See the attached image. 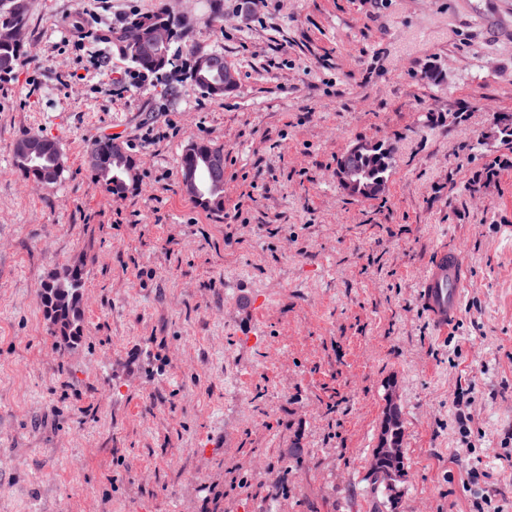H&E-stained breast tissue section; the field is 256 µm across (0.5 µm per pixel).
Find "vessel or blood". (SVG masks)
<instances>
[{
    "mask_svg": "<svg viewBox=\"0 0 512 512\" xmlns=\"http://www.w3.org/2000/svg\"><path fill=\"white\" fill-rule=\"evenodd\" d=\"M468 280V268L457 251L444 245L435 249L419 282V300L437 332L446 333L456 324Z\"/></svg>",
    "mask_w": 512,
    "mask_h": 512,
    "instance_id": "1",
    "label": "vessel or blood"
}]
</instances>
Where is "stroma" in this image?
<instances>
[{"label": "stroma", "instance_id": "obj_1", "mask_svg": "<svg viewBox=\"0 0 512 512\" xmlns=\"http://www.w3.org/2000/svg\"><path fill=\"white\" fill-rule=\"evenodd\" d=\"M163 8L235 91L187 54L129 87L97 36ZM24 37L0 80V512H389L367 474L391 400L396 512H512V0H29ZM29 133L58 184L17 172ZM102 135L136 192L85 167ZM199 138L220 214L182 188ZM361 141L391 151L374 199L336 179ZM441 245L469 270L443 336L417 299ZM79 259L64 348L40 293ZM216 71H209L206 68H202L200 73L204 75V80L193 82L206 94L211 96H223L225 93L233 91L237 86V77L235 71L224 62V79L221 72L215 68ZM224 84H235L233 86H224ZM41 139L42 146L38 153H27L20 145L32 139ZM15 167L26 180L36 185L50 186L58 183L64 171V165H59V146L55 139L38 134L22 136L15 146ZM113 139L104 136L92 143L84 154V163L109 194L120 197L137 189L138 174L135 161L126 151L123 153L120 142L114 143L112 153ZM112 155L116 159L123 155V160L112 161ZM88 157L92 160L88 161ZM193 145L191 151L189 147ZM222 152V155L213 153L210 156V164L215 174L220 172L223 168L224 152L219 147H214L210 143L205 141H195L190 143L183 156L184 162L181 164L182 182L191 194L196 193V184L192 171L186 170L189 167L197 166L198 172L200 173L204 182L205 188L200 195L191 197L195 203L199 206L212 210L222 211L224 208V174L223 177L218 179H211L209 171L205 170L204 157L210 152ZM217 183H220L217 184ZM381 435H380V444L386 448L388 445L386 436L382 434H386L387 438L390 442H392L396 446V453L389 454L383 451L380 444L376 445V448H373L371 454V467L369 477L373 472L381 469V468H393L397 471H408L409 469V461L404 448V434H403V422L401 419V411L397 404L390 405L387 404L384 412L383 419L380 426Z\"/></svg>", "mask_w": 512, "mask_h": 512}]
</instances>
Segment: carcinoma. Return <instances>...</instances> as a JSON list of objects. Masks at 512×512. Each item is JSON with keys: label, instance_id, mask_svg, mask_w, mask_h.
<instances>
[{"label": "carcinoma", "instance_id": "obj_1", "mask_svg": "<svg viewBox=\"0 0 512 512\" xmlns=\"http://www.w3.org/2000/svg\"><path fill=\"white\" fill-rule=\"evenodd\" d=\"M28 0H0V72L14 70L21 56V44L17 41V30L24 27L28 20ZM141 23L142 44L133 49L122 43V27L116 26L101 34L103 42L109 45L112 54L128 61L140 73L161 78L174 66L176 53L173 50L162 52L152 43L154 28L167 22L181 34L183 24L169 21L163 11L153 14L134 15L128 22ZM204 80L197 86L211 96H222L234 90L232 86L224 85L220 71L201 69ZM112 137L104 136L97 139L86 150L85 165L89 172L102 183L106 191L120 197L137 189L138 174L133 158L125 153L123 160L112 159ZM219 148L205 141L193 142V148L185 150L181 170L197 166L204 182L203 192L194 197L199 206L220 211L224 208V178L211 179L209 171L205 170L204 157ZM15 167L26 180L36 185L50 186L58 183L64 171L59 165V146L55 139L47 136L26 134L17 141L15 146ZM361 181L367 184L386 180L389 168V154L381 146H376L369 153L355 161ZM85 269L80 261L66 265L63 276L49 280L43 285L40 303L45 317L52 326V333L62 343H72L83 333L84 308L83 287ZM381 433L396 446V453L389 454L381 446L372 449L370 472L381 468H393L397 471L409 469V461L404 452V434L401 411L398 405H387L383 412L380 426Z\"/></svg>", "mask_w": 512, "mask_h": 512}]
</instances>
